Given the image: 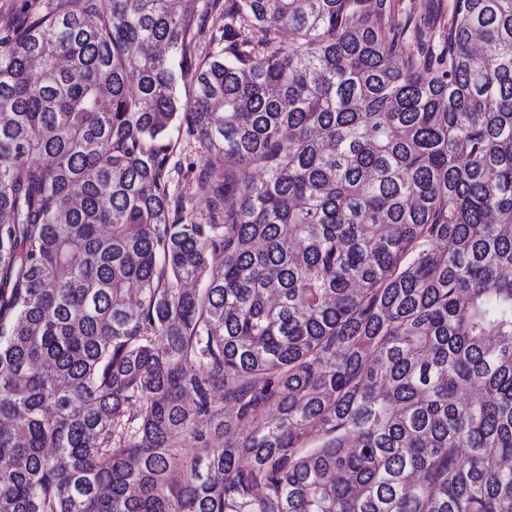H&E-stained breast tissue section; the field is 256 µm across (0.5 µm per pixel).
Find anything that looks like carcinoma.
Returning <instances> with one entry per match:
<instances>
[{"label": "carcinoma", "instance_id": "1", "mask_svg": "<svg viewBox=\"0 0 512 512\" xmlns=\"http://www.w3.org/2000/svg\"><path fill=\"white\" fill-rule=\"evenodd\" d=\"M417 30L392 0L0 28V512H512V0ZM175 122L224 159L204 224ZM224 27V13H215L211 15L202 33H200L196 39V53L202 58L208 53L216 51L215 46L211 41L212 35L215 33L219 35V29ZM167 137L171 140L172 144H175V148L173 154L171 156V164L178 166V164L182 163V172H173L174 182L171 185V191L176 194H181L182 192L186 195L191 193V183L193 179V174L187 172L186 167L190 162H197L198 166H202L205 159L200 158L198 151L196 150L195 141L189 137L185 131V128H178V124L173 126Z\"/></svg>", "mask_w": 512, "mask_h": 512}]
</instances>
